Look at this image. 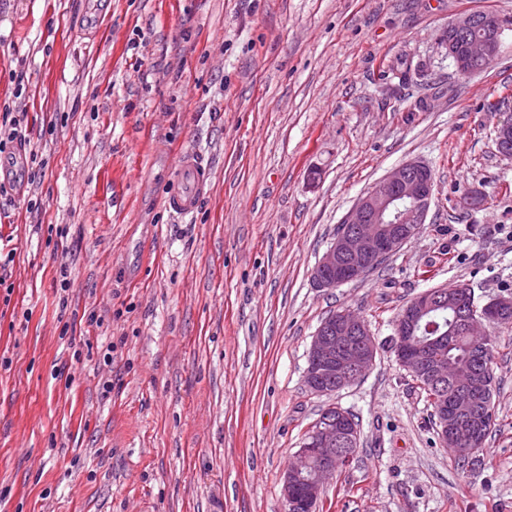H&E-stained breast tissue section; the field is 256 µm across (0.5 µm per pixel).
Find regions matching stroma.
<instances>
[{"instance_id":"1","label":"stroma","mask_w":512,"mask_h":512,"mask_svg":"<svg viewBox=\"0 0 512 512\" xmlns=\"http://www.w3.org/2000/svg\"><path fill=\"white\" fill-rule=\"evenodd\" d=\"M85 3L0 0V113L44 164L29 184L0 170V512H283L282 473L331 404L360 440L323 512H512V327L487 328L496 427L464 471L390 343L428 289L512 295V157L495 144L512 0H111L92 29ZM474 12L499 20L501 49L465 76L448 26ZM186 151L211 191L177 218L163 194ZM408 161L434 175L418 235L317 287L344 216ZM347 307L375 362L312 394V336Z\"/></svg>"}]
</instances>
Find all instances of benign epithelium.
Segmentation results:
<instances>
[{"label":"benign epithelium","mask_w":512,"mask_h":512,"mask_svg":"<svg viewBox=\"0 0 512 512\" xmlns=\"http://www.w3.org/2000/svg\"><path fill=\"white\" fill-rule=\"evenodd\" d=\"M480 25L486 31L476 44L460 45L456 38ZM501 29L497 19L479 20L468 14L448 26V56L458 70L465 71L472 56L480 53L496 56ZM497 142L504 153L512 154V124L497 128ZM428 166L413 161L391 171L370 191L361 196L345 215L346 227L338 232L313 270L320 288H334L363 276L396 254L426 223L433 186L425 178ZM440 302L438 295L425 291L416 296L394 323L395 356L409 373L429 375L439 368L422 345L411 338L412 326L429 309ZM512 314V298L501 297L481 310L463 313L465 323L480 329L486 322L499 321ZM377 345L369 325L357 313L342 309L325 318L316 329L307 352L304 382L317 395L334 393L362 378L372 367ZM454 403L443 400L435 412L437 437L442 445L453 448L477 446V431L466 425L448 433V413ZM356 429L345 414L328 407L316 419L294 453L293 462L282 475L284 512H319L325 487L336 474L340 463L339 445L354 441Z\"/></svg>","instance_id":"1"}]
</instances>
